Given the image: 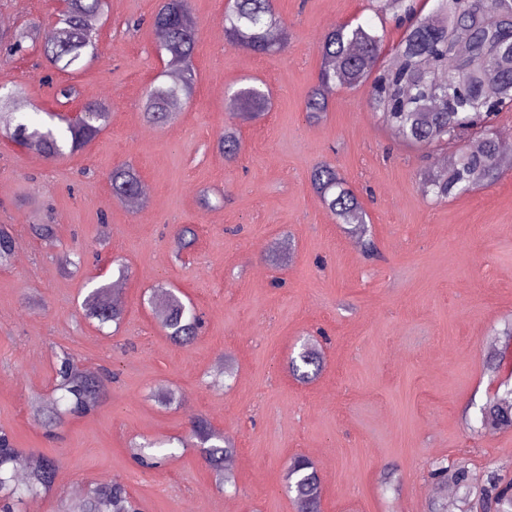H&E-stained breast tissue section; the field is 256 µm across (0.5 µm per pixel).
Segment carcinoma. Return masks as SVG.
Listing matches in <instances>:
<instances>
[{"label": "carcinoma", "instance_id": "cac0c4a2", "mask_svg": "<svg viewBox=\"0 0 512 512\" xmlns=\"http://www.w3.org/2000/svg\"><path fill=\"white\" fill-rule=\"evenodd\" d=\"M414 0H377V10L401 12L411 19L404 36L393 48L390 59L380 61L384 35L358 24L336 25L321 41V65L318 84L305 101V111L318 116L329 109V95L337 87L370 85L369 106L379 119L406 144L430 147L461 139L469 130H480L475 145L461 147L454 163L425 179L427 192L437 200L462 195L478 185L493 182L512 160L502 151L494 130L497 113L512 108V0H434L431 10L417 13ZM107 0H66L42 28L41 66L69 74L95 56L97 28ZM281 26L273 0H228L224 11V33L231 42L257 54L273 51L269 38L272 29ZM154 45L168 57V70L177 73L172 83L154 84L146 91L145 120L165 127L175 121L182 103L191 96L194 84L193 58L198 29L188 0H161L150 21ZM28 32L17 30L0 35V52L12 56L24 49ZM269 93L256 85L228 90L227 106L232 111L258 114L267 109ZM25 90L0 84V132L17 146L46 159L58 160L84 149L107 125L110 107L102 101H87L81 117L70 121L64 115L47 125L40 113H29ZM217 147L227 161L241 150L239 133L224 128ZM313 189L342 224L355 228L362 238L364 253L374 255L368 238L367 213L336 166L321 162L310 173ZM112 195L130 200L141 195L142 181L136 169L118 164L109 174ZM13 239L0 225V266L9 263ZM109 285L91 289L83 307L86 315L103 326L120 323V304L108 300ZM155 307L162 314L167 335L181 344L198 335L201 320L194 307L185 305L172 292L158 289ZM321 351L311 343L290 359L289 370L301 382L318 371ZM106 379L82 371L73 357L64 352L58 359L55 391L59 396L50 414L41 419L46 428H54L69 415H85L102 400ZM478 422L490 431L512 429V389L495 395L479 408ZM193 431L208 446L202 448L204 460L219 483L231 481L224 461L235 448L224 436L200 420ZM22 449L14 446L9 435L0 432V512H23L28 498L49 492L57 472L49 458L29 474L24 482L16 480V467ZM175 456L165 443L132 447L134 461L145 469H158ZM434 477L464 490L462 502L469 499L472 484L479 487L477 505L482 512H512V482L504 483L493 470L476 478L459 466L453 470L440 465ZM289 487L295 493L297 512H320V482L317 472L304 456L294 457L288 466ZM65 512H140L127 487L110 479L96 484L80 499L71 502Z\"/></svg>", "mask_w": 512, "mask_h": 512}]
</instances>
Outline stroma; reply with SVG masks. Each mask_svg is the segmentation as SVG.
Listing matches in <instances>:
<instances>
[{
	"mask_svg": "<svg viewBox=\"0 0 512 512\" xmlns=\"http://www.w3.org/2000/svg\"><path fill=\"white\" fill-rule=\"evenodd\" d=\"M274 5L288 40L259 55L227 42L225 0H189L199 28L194 90L162 129L142 115L145 90L165 70L147 26L158 0H108L95 58L67 78L79 91L69 103L43 84L34 55H0V84L27 85L31 107L76 112L102 99L112 108L108 126L59 162L0 136V225L13 237L0 267V429L57 465L40 512L111 478L142 512H296L285 474L297 455L317 469L321 512H430L436 498L460 512L459 491L431 477L438 464L512 480V431L477 422L488 396L512 386L502 335L512 321V169L436 201L422 176L454 148L403 144L370 110L368 87L336 89L328 112L309 118L328 29L366 24L385 31L389 48L403 32L371 0ZM48 13L47 0H0V34ZM248 78L271 102L246 120L227 111L226 91ZM228 124L243 142L231 162L216 145ZM322 161L363 201L375 257L312 189ZM124 162L147 189L136 207L108 183ZM41 224L53 226L55 246L36 234ZM185 225L196 242L178 253ZM101 282L122 289L119 330L98 329L79 310ZM168 285L203 315L190 345L173 343L149 305L152 289ZM309 339L322 369L302 383L288 359ZM62 351L118 379L95 412L50 438L31 403L52 405ZM198 418L235 445L226 489L191 434ZM177 438L187 450L161 469L131 458L132 443Z\"/></svg>",
	"mask_w": 512,
	"mask_h": 512,
	"instance_id": "obj_1",
	"label": "stroma"
}]
</instances>
